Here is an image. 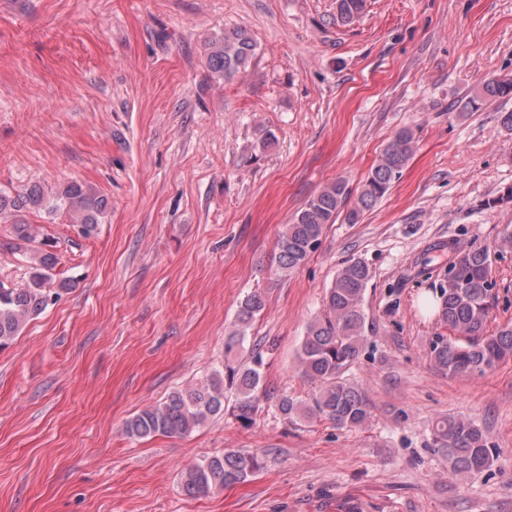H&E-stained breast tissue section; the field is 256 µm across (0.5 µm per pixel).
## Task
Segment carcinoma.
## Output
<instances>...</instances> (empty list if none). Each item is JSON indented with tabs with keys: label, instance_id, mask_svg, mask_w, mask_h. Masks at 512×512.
I'll return each instance as SVG.
<instances>
[{
	"label": "carcinoma",
	"instance_id": "obj_1",
	"mask_svg": "<svg viewBox=\"0 0 512 512\" xmlns=\"http://www.w3.org/2000/svg\"><path fill=\"white\" fill-rule=\"evenodd\" d=\"M336 22L347 26L366 10L367 0H335ZM211 71L225 80L244 73L255 54L256 45L242 29L224 31V38L208 44ZM512 94V80L490 79L481 97L502 98ZM413 135L398 133L384 149L368 176L355 208L348 215L355 224L360 215L374 207L399 178L413 152ZM348 195L346 183L339 180L324 186L296 213L278 240V269L288 273L301 265L321 244L324 228L336 215ZM29 202L50 212L63 211L83 236L95 233L107 201L83 185L72 182L45 200L33 189ZM17 238L28 256L27 281L7 286L0 282V350L18 336L28 319L42 313L58 296L64 284L56 283L53 271L58 257L50 250L34 248L38 228L16 224ZM448 284L435 287L438 315L459 334L451 341L437 336L430 343L433 365L451 375L484 373L512 357V326L493 335L485 334L486 324L496 300L492 277V255L486 248L460 247L448 243ZM370 281L367 264L353 259L337 273L325 297V307L306 327L298 356L303 378L314 385L308 398L297 401L282 394L275 407L290 420L308 422L328 420L338 428H357L371 415L365 390L345 378L348 367L359 358L365 340L364 297ZM265 307L264 294L255 290L240 303L234 329L224 342L225 354L244 346L247 332ZM271 399L263 390V356L252 349L247 361L224 365V372L213 373L207 382L172 392L159 406L142 410L126 424L131 437L184 435L195 428L232 414L244 426L253 424L261 399ZM434 451L448 459L449 473L463 480L481 475L493 465L492 443L485 429L467 417H448L432 427ZM265 467L264 457L248 450H231L188 468L183 485L192 492L207 493L217 487L247 481Z\"/></svg>",
	"mask_w": 512,
	"mask_h": 512
}]
</instances>
